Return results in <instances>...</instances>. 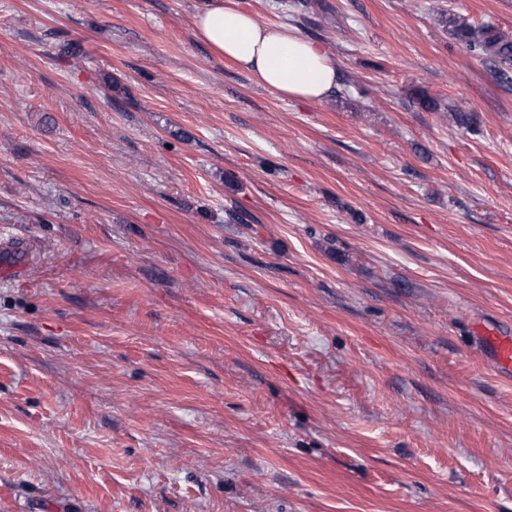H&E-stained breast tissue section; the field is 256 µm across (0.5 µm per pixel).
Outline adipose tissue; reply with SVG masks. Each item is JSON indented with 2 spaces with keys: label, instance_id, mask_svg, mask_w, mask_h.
<instances>
[{
  "label": "adipose tissue",
  "instance_id": "1",
  "mask_svg": "<svg viewBox=\"0 0 512 512\" xmlns=\"http://www.w3.org/2000/svg\"><path fill=\"white\" fill-rule=\"evenodd\" d=\"M193 28L212 52L280 98L318 101L338 84L339 67L325 43L285 23H262L239 0H204Z\"/></svg>",
  "mask_w": 512,
  "mask_h": 512
}]
</instances>
